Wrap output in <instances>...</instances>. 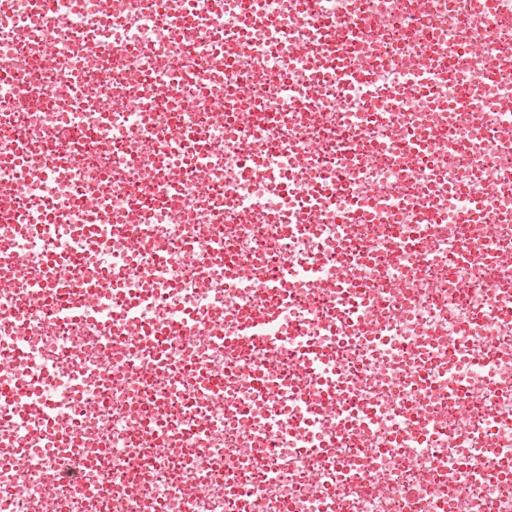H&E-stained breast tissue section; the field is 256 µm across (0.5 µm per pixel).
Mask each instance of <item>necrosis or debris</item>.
<instances>
[{"instance_id":"necrosis-or-debris-1","label":"necrosis or debris","mask_w":512,"mask_h":512,"mask_svg":"<svg viewBox=\"0 0 512 512\" xmlns=\"http://www.w3.org/2000/svg\"><path fill=\"white\" fill-rule=\"evenodd\" d=\"M61 3L0 19V69L26 60L0 77V246L98 295L66 318L0 268L7 374L42 386L0 407V512H512V78L486 74L512 7ZM327 16L351 45L323 70ZM171 319L175 378L145 382L125 326Z\"/></svg>"}]
</instances>
